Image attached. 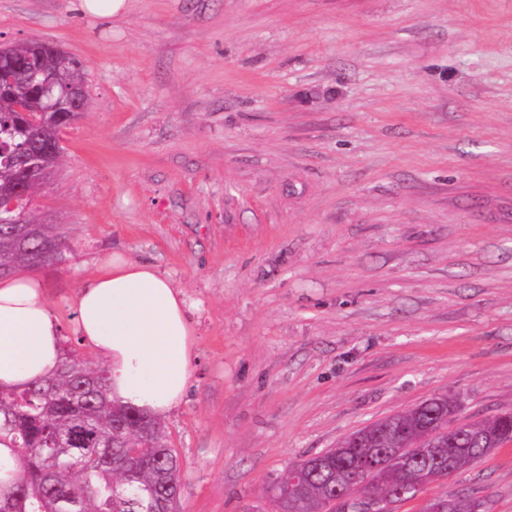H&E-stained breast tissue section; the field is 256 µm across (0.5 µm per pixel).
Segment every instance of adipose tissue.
Wrapping results in <instances>:
<instances>
[{"instance_id": "adipose-tissue-1", "label": "adipose tissue", "mask_w": 512, "mask_h": 512, "mask_svg": "<svg viewBox=\"0 0 512 512\" xmlns=\"http://www.w3.org/2000/svg\"><path fill=\"white\" fill-rule=\"evenodd\" d=\"M76 333L104 360L110 397L151 417L182 400L191 379L194 332L182 291L152 265L103 261L74 299ZM61 326L41 279H0V386L48 377L61 359Z\"/></svg>"}]
</instances>
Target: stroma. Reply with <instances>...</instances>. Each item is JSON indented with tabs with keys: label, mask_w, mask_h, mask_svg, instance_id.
Here are the masks:
<instances>
[{
	"label": "stroma",
	"mask_w": 512,
	"mask_h": 512,
	"mask_svg": "<svg viewBox=\"0 0 512 512\" xmlns=\"http://www.w3.org/2000/svg\"><path fill=\"white\" fill-rule=\"evenodd\" d=\"M85 65L88 107L27 211L64 350L112 254L185 296L164 416L183 512H280L268 483L436 396L512 411V0H0V44ZM466 490L512 512V442L392 512ZM76 10L100 19L110 20L124 6V0H77Z\"/></svg>",
	"instance_id": "35a3bbf8"
}]
</instances>
